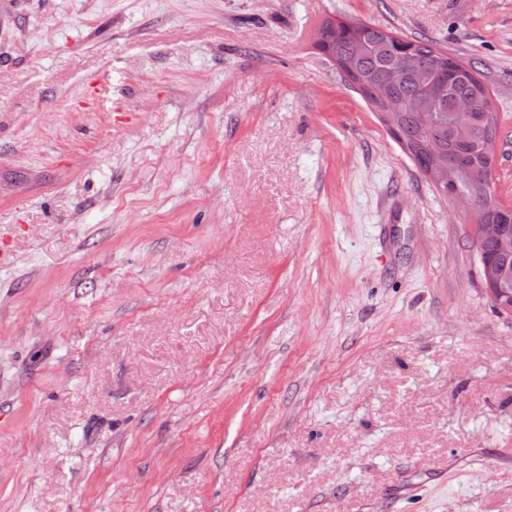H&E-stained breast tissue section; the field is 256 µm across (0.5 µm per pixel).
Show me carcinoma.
<instances>
[{"label":"carcinoma","mask_w":512,"mask_h":512,"mask_svg":"<svg viewBox=\"0 0 512 512\" xmlns=\"http://www.w3.org/2000/svg\"><path fill=\"white\" fill-rule=\"evenodd\" d=\"M324 56L336 64L348 85L379 112L389 102L399 112L407 154L426 172L448 167L446 196L470 194L491 169L489 143L497 133V117L489 92L475 68L424 40H406L388 29L342 19L319 33ZM416 58L427 81L406 68ZM457 98L471 101V125L458 129L449 105ZM490 216L503 224L512 239V208L492 202ZM483 259L512 277V250L499 241L482 244Z\"/></svg>","instance_id":"carcinoma-1"}]
</instances>
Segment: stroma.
<instances>
[{
    "label": "stroma",
    "instance_id": "stroma-1",
    "mask_svg": "<svg viewBox=\"0 0 512 512\" xmlns=\"http://www.w3.org/2000/svg\"><path fill=\"white\" fill-rule=\"evenodd\" d=\"M512 0H0V512H512V312L316 46Z\"/></svg>",
    "mask_w": 512,
    "mask_h": 512
}]
</instances>
